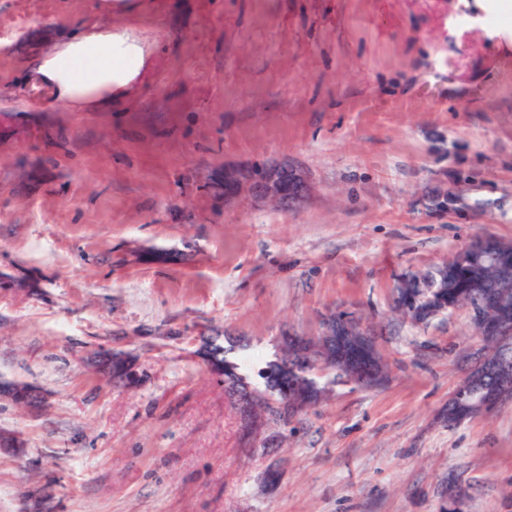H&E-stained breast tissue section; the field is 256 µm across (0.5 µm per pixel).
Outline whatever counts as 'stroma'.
Segmentation results:
<instances>
[{"label":"stroma","mask_w":512,"mask_h":512,"mask_svg":"<svg viewBox=\"0 0 512 512\" xmlns=\"http://www.w3.org/2000/svg\"><path fill=\"white\" fill-rule=\"evenodd\" d=\"M93 0H0V512H512V402L459 424L481 348L466 311L415 323L406 277L479 236L512 243V40L486 0H145L143 88L61 112L24 85L46 26ZM285 164L282 210L224 171ZM342 311L388 380L340 379L253 446L196 352L249 382ZM133 355L136 388L98 374ZM276 469L275 484L265 480ZM231 350L232 348L226 349L222 345H217L211 342L207 344L205 350L199 352L207 365L211 362L222 370L224 375V386L229 394H226L225 389L224 393L230 398V400H232L231 396L234 397L235 388L238 385L242 388H247L241 381L243 378L237 372L238 367L227 358V354H229ZM0 397L26 408L40 406L44 400L43 392L26 383L0 381Z\"/></svg>","instance_id":"1"}]
</instances>
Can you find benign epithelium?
Returning <instances> with one entry per match:
<instances>
[{
	"instance_id": "7a95c632",
	"label": "benign epithelium",
	"mask_w": 512,
	"mask_h": 512,
	"mask_svg": "<svg viewBox=\"0 0 512 512\" xmlns=\"http://www.w3.org/2000/svg\"><path fill=\"white\" fill-rule=\"evenodd\" d=\"M306 179L290 167L224 170V200L238 198L247 192L270 200L287 209L306 195ZM483 260L492 263L498 274L512 280V244L488 239L482 245ZM470 249L459 250L456 256L442 265L439 275L446 278L462 267L471 264ZM432 280H417L416 287L399 289L398 299L402 309L414 318H433L450 313L459 307L466 308L472 315L477 334L483 343V353L476 365L463 378L466 387L467 417L484 415L503 402L512 401V387L497 385L488 388L483 384L484 375L489 372L512 373V300L492 291L484 293V299H468L462 304L432 294ZM360 334L361 346L373 353L374 341L361 323L345 314L333 313L323 322V331L317 338L295 336L293 340L303 348L310 362L315 366L330 363V345L336 342V335ZM0 397L26 408L42 404L43 392L26 383L0 381ZM241 411L247 424L248 433L253 434L262 424L276 417L272 405L248 394L240 400ZM25 443L15 432H0V450L7 449L15 455L24 452Z\"/></svg>"
}]
</instances>
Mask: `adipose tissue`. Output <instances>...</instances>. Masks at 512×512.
<instances>
[{"instance_id": "ef3b65f1", "label": "adipose tissue", "mask_w": 512, "mask_h": 512, "mask_svg": "<svg viewBox=\"0 0 512 512\" xmlns=\"http://www.w3.org/2000/svg\"><path fill=\"white\" fill-rule=\"evenodd\" d=\"M141 0H95L93 14L67 37L29 60V78L50 105L68 112L100 111L139 90L153 65L155 46L135 26L112 19L136 12Z\"/></svg>"}]
</instances>
